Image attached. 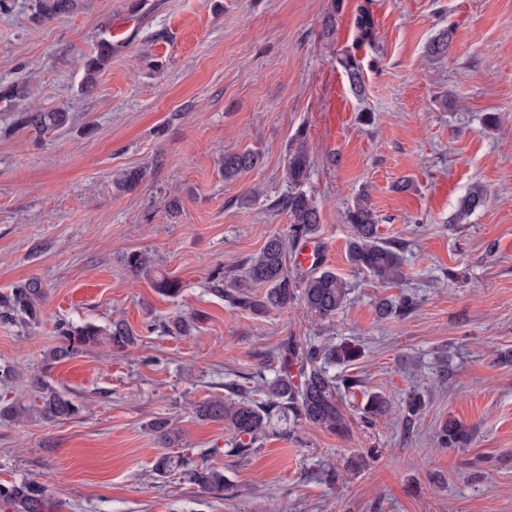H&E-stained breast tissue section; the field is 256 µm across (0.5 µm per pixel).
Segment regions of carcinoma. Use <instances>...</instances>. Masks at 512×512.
Here are the masks:
<instances>
[{
    "label": "carcinoma",
    "mask_w": 512,
    "mask_h": 512,
    "mask_svg": "<svg viewBox=\"0 0 512 512\" xmlns=\"http://www.w3.org/2000/svg\"><path fill=\"white\" fill-rule=\"evenodd\" d=\"M73 0H40V10L47 19L68 13ZM357 29L362 41L370 43L374 39V20L363 14L357 21ZM111 54V48L103 46L97 55L84 64L85 89L95 85L98 72ZM350 86L360 92L363 89L362 68L359 60L346 54L339 59ZM69 113L64 109L50 112H23L18 121L41 134L49 130L61 129L68 123ZM259 160L257 153L245 150L224 154V179L235 180L254 168ZM310 158L305 142L300 140L288 156V179L293 188L288 195L278 201V205L288 213L289 235L270 236L260 252L251 258L246 268L247 278L265 287L261 299L235 291L236 281L226 280L224 268H215L208 278L211 293L226 297L238 306L261 314L270 310H282L297 301L314 316L324 320L341 310L348 295V286L335 272L317 263L311 272L296 276L288 270V244L314 237L319 230V212L311 195L304 190ZM143 179V173L132 170L115 182L121 192L133 190ZM486 189L473 185L460 200L457 210L448 223L462 224L476 210L484 206ZM347 222L352 233L348 242L347 255L351 265L369 273L381 282H393L403 276V256L399 246L381 237L378 220L367 198H359L353 209L347 213ZM125 266L137 276L149 278L155 273L154 260L145 251H130L124 256ZM155 288L163 295L173 297L180 292V282L165 276L154 280ZM45 303V292L37 278H30L0 292V323L15 326L23 332L31 330L41 321ZM417 301L411 296L399 300H381L378 313L382 317L390 315L406 316L413 312ZM196 329L193 320L178 317L166 327V331L189 336ZM58 345L47 354V359L60 362L88 350L94 345L106 343L114 350H126L137 343V334L122 319H114L109 327L102 328L91 322L74 325L62 322L57 327ZM274 354L279 363L274 378L267 379L260 374L264 400L255 402L242 397L239 391L231 389L233 396L224 400H209L196 406V415L202 420H223L228 423L240 440L234 452L244 454L252 446L273 431V419H302L340 437L351 433V424L342 411L339 402L340 386L351 388L355 380L342 381L329 372L334 364H346L357 359L358 348L351 344L339 346L301 343L289 337L284 339ZM29 387L38 399L39 406L30 409L24 405H10L0 408V416L24 418L36 413L41 419L68 420L81 412L82 405L64 389L51 385L44 375L35 372L28 379ZM387 401L380 394H371L363 407V416L372 420L386 413ZM444 447L460 448L471 437V431L455 420L443 423L438 431ZM155 470L166 474L181 471L184 478L209 495L222 496L232 491L225 482L224 472L214 468L192 467L189 460L181 455L164 454L155 463ZM0 504L11 512H43L45 506L44 487L28 480L11 483L0 482Z\"/></svg>",
    "instance_id": "obj_1"
}]
</instances>
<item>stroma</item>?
I'll list each match as a JSON object with an SVG mask.
<instances>
[{
    "label": "stroma",
    "instance_id": "35a3bbf8",
    "mask_svg": "<svg viewBox=\"0 0 512 512\" xmlns=\"http://www.w3.org/2000/svg\"><path fill=\"white\" fill-rule=\"evenodd\" d=\"M365 10L369 44L356 30ZM116 27L124 41L83 91L85 61ZM444 31L447 55L429 57ZM346 52L362 94L338 64ZM13 85L31 96L0 97V291L34 277L46 301L30 333L0 323V365L19 370L0 382V406L32 404L35 371L84 409L66 421L0 417L1 482L41 483L44 512H512V0H75L51 20L39 0H5L0 88ZM34 108L70 120L38 135L17 121ZM299 139L320 217L308 244L349 288L330 320L299 302L257 316L207 288L215 268L243 278L266 238L287 234L275 202ZM245 150L257 166L225 180V153ZM131 169L144 179L117 191ZM475 184L484 207L450 223ZM363 194L382 237L403 246L397 282L348 261L346 215ZM132 250L180 280V295L133 275L121 260ZM403 294L418 301L410 315H377L379 298ZM116 316L138 333L134 347L46 361L59 322ZM178 316L194 318V335L162 332ZM289 336L360 349L335 369L356 381L341 393L354 435L289 420L234 454V430L194 406L229 383L261 400L251 375ZM413 391L424 407L409 421ZM371 393L389 410L368 424ZM451 418L472 431L464 447L438 442ZM159 419L178 437L174 454L222 470L232 495L155 470Z\"/></svg>",
    "mask_w": 512,
    "mask_h": 512
}]
</instances>
